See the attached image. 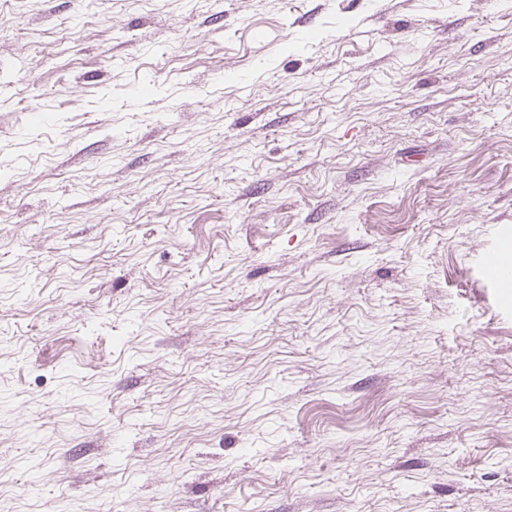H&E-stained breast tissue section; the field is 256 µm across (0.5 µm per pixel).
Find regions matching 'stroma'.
I'll list each match as a JSON object with an SVG mask.
<instances>
[{
	"instance_id": "obj_1",
	"label": "stroma",
	"mask_w": 512,
	"mask_h": 512,
	"mask_svg": "<svg viewBox=\"0 0 512 512\" xmlns=\"http://www.w3.org/2000/svg\"><path fill=\"white\" fill-rule=\"evenodd\" d=\"M512 0H0V512H512Z\"/></svg>"
}]
</instances>
